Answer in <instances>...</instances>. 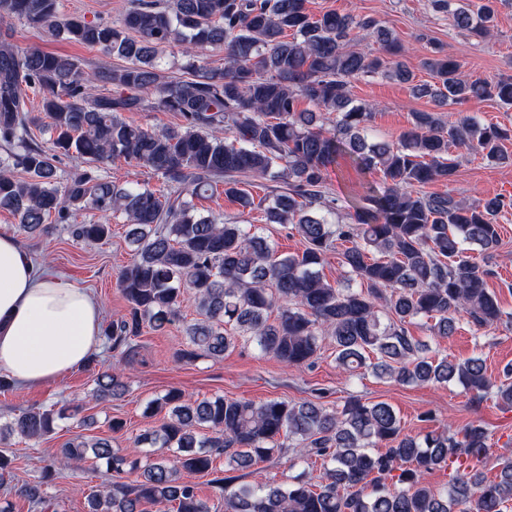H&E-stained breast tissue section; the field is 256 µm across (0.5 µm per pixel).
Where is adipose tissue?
Segmentation results:
<instances>
[{"instance_id": "1", "label": "adipose tissue", "mask_w": 512, "mask_h": 512, "mask_svg": "<svg viewBox=\"0 0 512 512\" xmlns=\"http://www.w3.org/2000/svg\"><path fill=\"white\" fill-rule=\"evenodd\" d=\"M101 334V305L71 281L39 270L0 235V372L23 386L57 380L86 363Z\"/></svg>"}]
</instances>
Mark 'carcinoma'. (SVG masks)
<instances>
[{
  "instance_id": "cac0c4a2",
  "label": "carcinoma",
  "mask_w": 512,
  "mask_h": 512,
  "mask_svg": "<svg viewBox=\"0 0 512 512\" xmlns=\"http://www.w3.org/2000/svg\"><path fill=\"white\" fill-rule=\"evenodd\" d=\"M308 0H130L122 18L104 23L60 12L59 0H0V23L41 26L125 61L120 68L84 73L68 56L20 51L0 42V209L18 217L20 230H45V221L72 225L78 241L92 243L111 232L110 217L126 219L132 258L118 276L128 312L103 330L112 349L125 348L147 327L165 331L180 318L184 293L199 318L187 324L180 362L221 358L240 336L281 363H313L319 339L329 336L336 364L351 377L372 371L379 377L418 385L459 383L478 397L492 395L512 407V369L504 379L488 376L481 357L454 362L426 356L429 346L407 325L432 320L436 341L457 330L463 313L479 329L503 320L487 288L491 271L469 252L499 246L498 219L511 203L501 196L469 204L452 193H428L433 182L455 180L451 148L474 151L487 160L512 164L502 145L512 128L483 124L469 113L445 123L436 112L412 115V127L398 144L369 136L373 108L358 103L349 86L360 76L385 73L408 82L412 73L397 58L402 46L375 19L327 11L315 17ZM498 0L477 10L463 0H430L452 14L470 36L492 35ZM373 38L387 56L355 48ZM184 45L187 77L165 81L164 48ZM224 51L213 66L207 50ZM422 66L430 80L414 92L435 104L463 106L493 100L512 107V76L472 78L444 55ZM154 90L156 101L145 93ZM40 98L49 119L51 146L33 129L41 116L30 96ZM306 102L315 110H301ZM158 108L178 114L181 124L160 131L131 124L124 112ZM78 161L67 178L56 162ZM347 158L361 173L378 170L384 189L365 186L352 205L350 223H332L340 199L327 187L328 169ZM149 167L168 188L128 187L102 172L116 160ZM19 169L25 177L18 178ZM269 179L285 190L265 198L267 224H290L304 242L298 254L280 255L255 224L224 223L197 212L194 198L224 180V195L244 207L254 204L240 177ZM86 211L96 222H80ZM344 245L348 277L332 286L322 275L328 251ZM124 369L97 378L90 401L102 405L125 394ZM154 404L168 419L138 437L132 448H114L108 438L76 433L59 455L42 467V480L21 481L15 493L38 506L44 483L93 456L113 481L88 497V512H214L183 473L209 474L224 458L234 470L283 455L303 467L288 483L239 477L212 482L224 512H509L512 457L499 472H483L490 455L487 429L469 424L445 427L423 437L404 433L386 402L347 398L340 407L320 401L272 399L191 400L171 389ZM86 402L58 410H30L4 424L0 439L17 433L39 440L57 421L77 419ZM289 441L284 447L280 438ZM384 451H378V448ZM15 458L0 452V481L19 479ZM323 472L313 475L312 464ZM449 471L446 486L427 476ZM137 473L135 480L123 475Z\"/></svg>"
}]
</instances>
